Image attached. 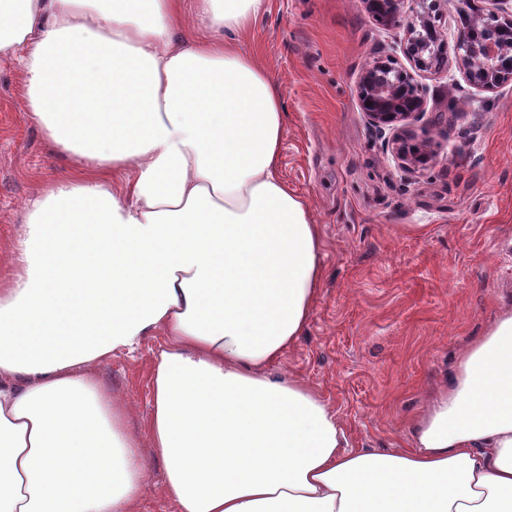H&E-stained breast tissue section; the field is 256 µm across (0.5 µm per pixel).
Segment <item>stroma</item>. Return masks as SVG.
<instances>
[{
	"label": "stroma",
	"instance_id": "1",
	"mask_svg": "<svg viewBox=\"0 0 512 512\" xmlns=\"http://www.w3.org/2000/svg\"><path fill=\"white\" fill-rule=\"evenodd\" d=\"M404 26L381 29L362 0H268L245 39L275 78L286 125L280 174L319 224L324 275L309 323L272 366L329 400L351 447L401 451L449 385L460 351L512 307V83L470 86L455 57L418 75L427 104L409 124L434 156L401 167L358 101L363 67L399 56ZM70 162L31 119L23 75L0 58V283L28 200ZM162 337L93 372L143 430ZM142 454L150 486L137 512H176L164 465Z\"/></svg>",
	"mask_w": 512,
	"mask_h": 512
}]
</instances>
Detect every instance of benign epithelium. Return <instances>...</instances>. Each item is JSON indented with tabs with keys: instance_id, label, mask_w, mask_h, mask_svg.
<instances>
[{
	"instance_id": "benign-epithelium-1",
	"label": "benign epithelium",
	"mask_w": 512,
	"mask_h": 512,
	"mask_svg": "<svg viewBox=\"0 0 512 512\" xmlns=\"http://www.w3.org/2000/svg\"><path fill=\"white\" fill-rule=\"evenodd\" d=\"M372 19L382 27L403 22L406 36L400 49L412 72L396 67L393 60L367 64L359 77L361 111L378 130L394 131L393 153L404 167L414 169L427 163L429 156L406 145L399 130L421 114L426 105L425 91L415 82L413 73L439 71L446 59L447 38L436 25L437 15L449 8L463 16L454 45L467 81L474 87L493 91L512 82V38L499 33L512 27V0H488L483 10L468 12L459 0H362Z\"/></svg>"
}]
</instances>
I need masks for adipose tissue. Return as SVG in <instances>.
<instances>
[{"label": "adipose tissue", "mask_w": 512, "mask_h": 512, "mask_svg": "<svg viewBox=\"0 0 512 512\" xmlns=\"http://www.w3.org/2000/svg\"><path fill=\"white\" fill-rule=\"evenodd\" d=\"M268 0H0V54L72 162L0 287V512H133L128 403L91 368L163 337L145 423L176 512H512V310L400 452L350 447L273 375L323 276L280 174L284 109L242 43Z\"/></svg>", "instance_id": "ef3b65f1"}]
</instances>
